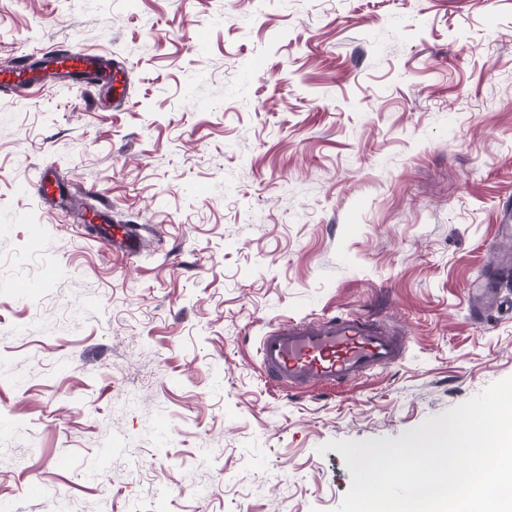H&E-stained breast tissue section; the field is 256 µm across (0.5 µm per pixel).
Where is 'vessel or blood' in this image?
Wrapping results in <instances>:
<instances>
[{
    "instance_id": "vessel-or-blood-1",
    "label": "vessel or blood",
    "mask_w": 512,
    "mask_h": 512,
    "mask_svg": "<svg viewBox=\"0 0 512 512\" xmlns=\"http://www.w3.org/2000/svg\"><path fill=\"white\" fill-rule=\"evenodd\" d=\"M42 60L52 64L53 74L71 73L89 83L98 79L102 68L101 55L90 52L68 59L47 51ZM46 84V76L32 74L23 62L0 80L1 87L21 97ZM510 279L512 264L493 267L484 275L483 291L495 296L501 283ZM406 349L404 337L384 332L366 315L309 322L283 318L273 322L260 338L259 367L283 391L328 392L398 363Z\"/></svg>"
}]
</instances>
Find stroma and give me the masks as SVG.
I'll list each match as a JSON object with an SVG mask.
<instances>
[{"label": "stroma", "mask_w": 512, "mask_h": 512, "mask_svg": "<svg viewBox=\"0 0 512 512\" xmlns=\"http://www.w3.org/2000/svg\"><path fill=\"white\" fill-rule=\"evenodd\" d=\"M76 46L124 104L0 95V512H335L325 443L512 377V313L469 292L512 255V0H0V72ZM58 181L152 239L63 223ZM360 313L399 363L333 394L262 374L276 319Z\"/></svg>", "instance_id": "stroma-1"}]
</instances>
